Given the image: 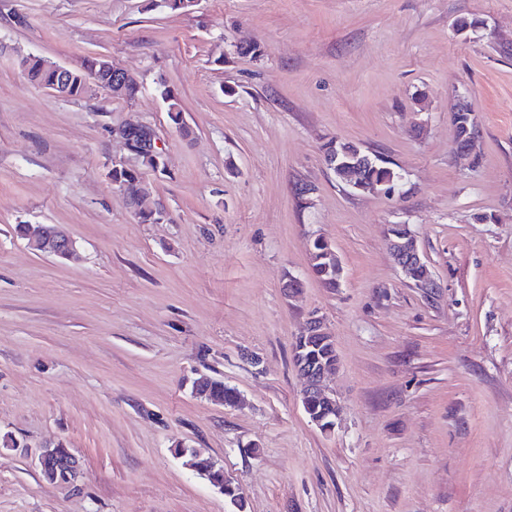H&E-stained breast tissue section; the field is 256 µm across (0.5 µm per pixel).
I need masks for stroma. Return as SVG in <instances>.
<instances>
[{"label":"stroma","instance_id":"1","mask_svg":"<svg viewBox=\"0 0 512 512\" xmlns=\"http://www.w3.org/2000/svg\"><path fill=\"white\" fill-rule=\"evenodd\" d=\"M463 17L476 28L457 32ZM28 53L107 58L140 91L55 97L25 76ZM461 96L475 161L454 146ZM129 122L167 159L143 174L159 224L110 177L136 163L112 135ZM331 139L402 187L351 191L323 160ZM19 224L61 226L76 255L31 250ZM396 224L436 295L394 261ZM317 238L338 288L309 267ZM313 316L338 358L328 433L292 364ZM202 375L238 403L193 393ZM4 436L0 512H232L180 446L222 466L246 512H512V0H0ZM58 442L80 464L66 483L39 466ZM465 101H468V100H466L465 97L461 96L457 99L456 103L453 104L455 106L454 107L455 112H452V122H453L454 129H455L454 142H456V144H457L459 138L464 133H466V130L464 128V123L467 122V116H466V114L462 115V112H464V111H460L462 106H464V108H470L468 103ZM464 113L470 114V116H469L470 121L468 123V126L470 128V132H472L477 138V133H478L477 122H476L473 112H464Z\"/></svg>","mask_w":512,"mask_h":512}]
</instances>
